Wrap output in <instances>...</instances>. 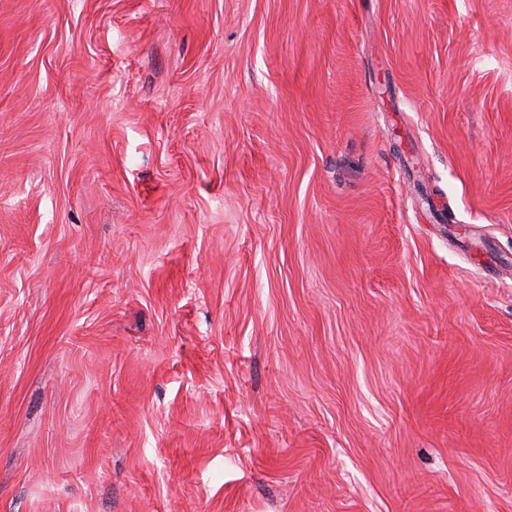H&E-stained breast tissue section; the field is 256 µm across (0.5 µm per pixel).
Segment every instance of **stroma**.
Masks as SVG:
<instances>
[{
  "mask_svg": "<svg viewBox=\"0 0 512 512\" xmlns=\"http://www.w3.org/2000/svg\"><path fill=\"white\" fill-rule=\"evenodd\" d=\"M0 512H512V0H0Z\"/></svg>",
  "mask_w": 512,
  "mask_h": 512,
  "instance_id": "1",
  "label": "stroma"
}]
</instances>
